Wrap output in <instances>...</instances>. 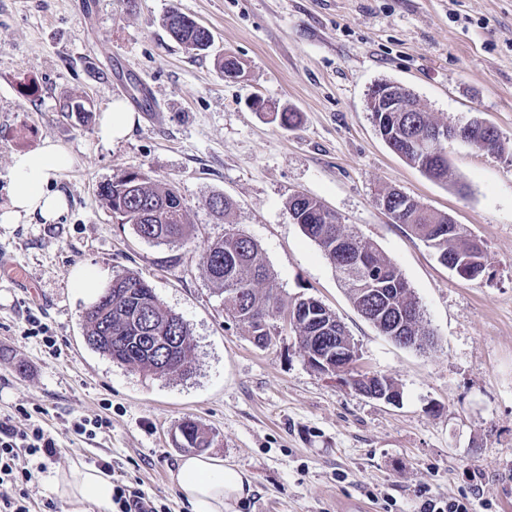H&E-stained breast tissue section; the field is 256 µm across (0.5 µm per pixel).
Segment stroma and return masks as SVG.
Here are the masks:
<instances>
[{"label":"stroma","mask_w":512,"mask_h":512,"mask_svg":"<svg viewBox=\"0 0 512 512\" xmlns=\"http://www.w3.org/2000/svg\"><path fill=\"white\" fill-rule=\"evenodd\" d=\"M173 8L211 30L209 52L168 35ZM227 54L242 64L238 80L219 67ZM386 80L442 122L492 124L506 151L450 143L447 184L428 179L375 130L368 93ZM255 98L268 111H254ZM114 99L138 122L109 144L98 125ZM72 101L88 119L68 112ZM283 110L296 113L294 126L274 120ZM48 137L75 156L52 183L68 211L53 224H0V252L24 276L19 284L0 274V416L41 424L59 445L26 486L32 512H66L54 477L99 459L113 478L187 512L169 476L187 418L212 433L206 455L253 478L226 512H341L346 501L417 512L425 488L512 512V0H0V203L12 155ZM132 170L178 189L189 240L146 242L112 214L99 187ZM389 189L480 240L483 276H459L394 223L377 202ZM298 192L399 267L433 349L400 347L357 313L288 213ZM215 194L233 200L228 217L208 210ZM233 229L259 243L283 304L313 297L336 312L359 349L351 372L313 370L285 318L266 349L228 318L201 255ZM79 269L105 283L127 271L149 282L191 329L193 372L154 376L88 347L87 306L73 291ZM32 316L60 354L29 337ZM365 371L391 377L399 403L360 395L350 378ZM79 416L112 426L80 437L70 429Z\"/></svg>","instance_id":"35a3bbf8"}]
</instances>
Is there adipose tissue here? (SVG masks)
Returning <instances> with one entry per match:
<instances>
[{
	"label": "adipose tissue",
	"mask_w": 512,
	"mask_h": 512,
	"mask_svg": "<svg viewBox=\"0 0 512 512\" xmlns=\"http://www.w3.org/2000/svg\"><path fill=\"white\" fill-rule=\"evenodd\" d=\"M74 157L61 142L45 138L32 151L13 154L11 183L0 204V224H16L26 218L54 222L68 208L62 192L50 183L73 164ZM170 480L189 512H225L228 502L244 499L252 491V477L245 470L210 456L181 458L170 470ZM58 497L67 503L105 505L112 500V478L100 470L76 465L54 479Z\"/></svg>",
	"instance_id": "adipose-tissue-1"
}]
</instances>
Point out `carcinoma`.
<instances>
[{"label": "carcinoma", "mask_w": 512, "mask_h": 512, "mask_svg": "<svg viewBox=\"0 0 512 512\" xmlns=\"http://www.w3.org/2000/svg\"><path fill=\"white\" fill-rule=\"evenodd\" d=\"M169 36L190 52L209 50L206 31L197 27L196 21L177 8L171 9L164 19ZM441 127L428 112H409L397 127L386 129L388 141L409 165L419 169L429 179L448 183V160L425 162L418 150L402 145V140H418V135L428 137ZM100 197L112 213L120 216L122 223L132 225L134 233L142 238L151 237L159 244H182L191 235L187 222L184 200L175 187L162 186L145 173L131 181L120 176L100 185ZM387 213L397 224L405 225L417 239L435 250L441 262L449 260L454 267L462 266L476 273L485 267L484 251L476 248L474 239L465 229L448 218V214L428 209L417 200L404 205L397 193L384 195ZM288 211L302 232L320 248L331 266H336V253L354 266L361 287H350L347 277H341L349 299L357 313L381 335L405 336L410 348L423 350L434 343V332L424 321V313L411 315L419 300L408 285L400 269L381 255L376 245L356 231H342L339 217L319 200L298 193L288 201ZM203 265L210 280L224 294V311L232 321L254 340L258 348L271 343L274 321L283 312V304L274 292V278L265 264L259 244L250 236L232 231L224 238L207 245ZM143 278L133 272L112 278V296L118 303L112 306V323L102 318L104 305L93 303L85 316V341L87 345L114 359L119 365L136 367L157 376L172 373H191L193 343L187 322L165 308L155 291L140 287ZM149 309L148 321L167 329L173 336L186 343L180 365L165 363L159 355L149 354L131 343L132 315L140 308ZM291 328L300 341L302 351L313 347L321 336H341L352 349L357 346L345 326H336V313L319 304L310 314L298 316ZM186 434L188 448L200 450L209 447L211 433L198 422L186 419L179 425Z\"/></svg>", "instance_id": "1"}]
</instances>
